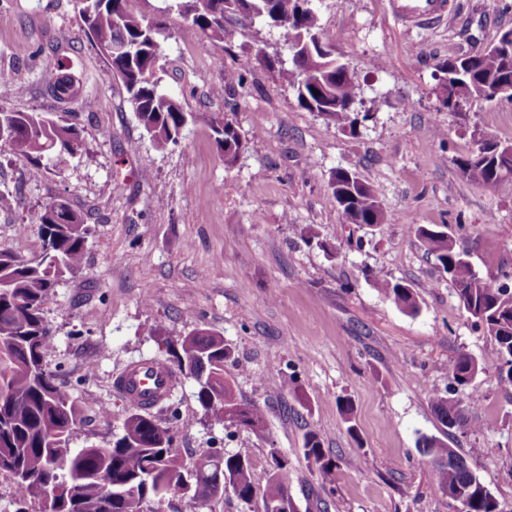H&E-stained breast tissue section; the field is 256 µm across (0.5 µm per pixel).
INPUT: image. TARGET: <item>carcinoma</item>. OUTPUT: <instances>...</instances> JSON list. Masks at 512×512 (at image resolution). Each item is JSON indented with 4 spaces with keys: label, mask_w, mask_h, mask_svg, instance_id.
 I'll return each mask as SVG.
<instances>
[{
    "label": "carcinoma",
    "mask_w": 512,
    "mask_h": 512,
    "mask_svg": "<svg viewBox=\"0 0 512 512\" xmlns=\"http://www.w3.org/2000/svg\"><path fill=\"white\" fill-rule=\"evenodd\" d=\"M77 2L86 34L105 62L104 76L122 83L153 147L164 151L178 145L193 115L184 111L177 97L159 90L164 28L144 13L143 0H95L93 8L86 0ZM174 2L183 19L177 32L181 39L222 41L229 25L243 21L258 20L281 29L291 58H306L305 73L293 67L282 70L298 103L342 128L370 118L368 112H355L357 82L332 55L310 0H302L303 9L292 24L286 18L290 0ZM438 71L440 83L453 88L456 98L486 99L492 90L512 88V43L500 37L484 55L471 59L450 50ZM40 80L45 93L59 102H68L77 94L75 79L61 65L43 69ZM211 128L225 165L233 166L247 140L225 116L212 118ZM0 130L9 135L6 145L10 150L31 157L38 167L44 157L74 155L83 145L80 130L58 112L0 111ZM482 137L483 154L460 159L458 167L482 187L512 184V144L504 145L489 133ZM329 199L356 224L391 222L373 186L347 169L331 175ZM34 223L39 225L43 247L50 251L46 264L0 251V394H7L5 399L0 397V472L9 473L14 480L16 512H25L29 500L41 503L40 512H46L49 503L53 512H123L121 493L125 491L146 500H163L188 483L192 485L191 504L204 505L214 499L217 480L226 474L235 481L243 501L259 491L265 512H283L291 471L276 448L270 450L274 467L258 490L251 462L239 452L225 454L218 463L189 469L174 448L169 428L151 415H129L124 434L113 443L72 447L79 415L54 375L44 370L46 353L53 344L44 307L58 283L82 265L91 226L83 213L60 195L40 207ZM415 234L448 274L459 305L473 325L495 344L500 371L512 383V293L479 277L448 233L419 226ZM374 285L400 310L417 312L416 293L410 285L385 277L376 279ZM169 355L176 364L185 360L205 372L196 396L217 421L231 424L227 417L230 408L263 428L260 409L238 400L224 381V361L231 351L223 336L210 329H194ZM479 372L477 360L468 354L458 355L450 366L453 382L459 387L471 385ZM431 406L443 427L450 429L457 420L467 425L462 401L435 393ZM303 448L317 466L322 487L333 492L337 464L325 454L320 436L307 434ZM419 448L431 457L437 493L450 501L462 499L466 512H499L497 499L479 477L448 464V458L461 456L459 451L434 437L421 438Z\"/></svg>",
    "instance_id": "1"
}]
</instances>
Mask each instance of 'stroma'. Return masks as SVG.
Returning a JSON list of instances; mask_svg holds the SVG:
<instances>
[{
	"label": "stroma",
	"instance_id": "obj_1",
	"mask_svg": "<svg viewBox=\"0 0 512 512\" xmlns=\"http://www.w3.org/2000/svg\"><path fill=\"white\" fill-rule=\"evenodd\" d=\"M145 13L170 32L158 62L164 92L196 114L181 144L153 148L123 86L87 38L75 0H0V110L67 111L83 147L46 160L32 179L30 159L0 145V251L26 260L42 254L32 218L55 195L67 197L92 228L80 270L46 305L53 334L45 367L75 402L76 447L120 438L132 408L113 380L129 364L167 360V347L192 329L224 338V377L241 401L257 406L262 434L224 428L197 400L194 380L179 377L165 408L186 464L207 449L248 454L263 487L267 453L279 449L292 471L294 512H454L431 484L421 437L447 443L512 512V384L499 380L494 344L460 308L451 283L414 234L447 225L472 269L486 280L512 276V184L470 182L457 161L482 130L512 143V103L442 104L437 67L449 51L472 53L512 29L500 0H453L446 19L406 28L387 0H318L324 35L358 78L355 129L336 128L302 108L284 75L265 58L289 60L280 30L236 25L224 41L177 38L181 18L169 0H145ZM63 64L78 93L59 104L42 91L43 68ZM244 69L237 86L227 72ZM25 94H18L17 84ZM232 118L247 149L226 166L209 125ZM358 171L376 190L391 223H348L327 201L336 169ZM318 231L332 252L302 235ZM380 275L411 285L408 314L374 288ZM481 372L459 388L448 372L459 354ZM468 405L463 429L444 428L434 393ZM354 407L345 420L337 400ZM317 433L338 468L334 494L304 455ZM149 512H264L262 497L233 493L195 507L177 497Z\"/></svg>",
	"mask_w": 512,
	"mask_h": 512
}]
</instances>
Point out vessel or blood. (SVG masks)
<instances>
[{"mask_svg":"<svg viewBox=\"0 0 512 512\" xmlns=\"http://www.w3.org/2000/svg\"><path fill=\"white\" fill-rule=\"evenodd\" d=\"M392 13L401 20L423 25L444 16L448 0H390ZM178 383L174 370L166 363L150 360L128 366L115 379L117 389L138 408H156L170 396Z\"/></svg>","mask_w":512,"mask_h":512,"instance_id":"1","label":"vessel or blood"}]
</instances>
